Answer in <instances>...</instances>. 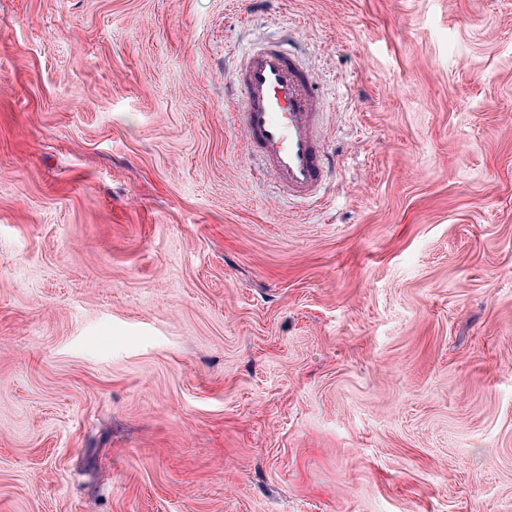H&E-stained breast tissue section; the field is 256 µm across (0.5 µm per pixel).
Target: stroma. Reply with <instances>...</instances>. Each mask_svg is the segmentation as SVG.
Listing matches in <instances>:
<instances>
[{"label": "stroma", "instance_id": "stroma-1", "mask_svg": "<svg viewBox=\"0 0 512 512\" xmlns=\"http://www.w3.org/2000/svg\"><path fill=\"white\" fill-rule=\"evenodd\" d=\"M0 512H512V0H0ZM226 82L236 91L229 104L241 118L246 151L288 196L322 206L329 186L327 104L310 69L287 44L269 41L245 52Z\"/></svg>", "mask_w": 512, "mask_h": 512}]
</instances>
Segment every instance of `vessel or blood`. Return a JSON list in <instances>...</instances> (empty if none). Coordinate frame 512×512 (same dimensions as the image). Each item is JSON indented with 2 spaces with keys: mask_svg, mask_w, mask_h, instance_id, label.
I'll use <instances>...</instances> for the list:
<instances>
[{
  "mask_svg": "<svg viewBox=\"0 0 512 512\" xmlns=\"http://www.w3.org/2000/svg\"><path fill=\"white\" fill-rule=\"evenodd\" d=\"M245 146L289 196L319 207L329 186L324 115L314 76L287 44L252 47L226 74Z\"/></svg>",
  "mask_w": 512,
  "mask_h": 512,
  "instance_id": "1",
  "label": "vessel or blood"
}]
</instances>
